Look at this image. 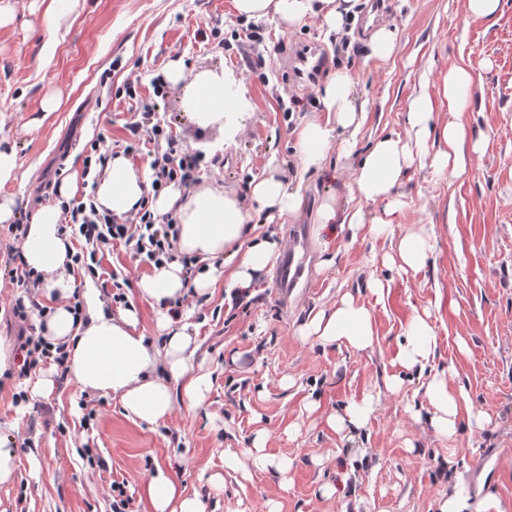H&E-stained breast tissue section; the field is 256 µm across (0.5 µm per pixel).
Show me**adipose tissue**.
Here are the masks:
<instances>
[{
	"instance_id": "adipose-tissue-1",
	"label": "adipose tissue",
	"mask_w": 512,
	"mask_h": 512,
	"mask_svg": "<svg viewBox=\"0 0 512 512\" xmlns=\"http://www.w3.org/2000/svg\"><path fill=\"white\" fill-rule=\"evenodd\" d=\"M234 6L246 18L272 13L290 26L318 14L328 29L336 30L342 20L335 0H234ZM352 94L351 76L345 71L336 72L320 91L323 116L296 126L294 150L304 169L324 170L333 143L351 150V142L336 140L335 131L357 124ZM242 97L243 89L234 77L200 74L186 85L185 105L199 124L218 121L232 126L236 123V105ZM408 121L415 131L414 142L384 136L362 160L356 185L364 200L391 199L393 188L412 166L415 152L425 151L433 137L438 140L434 167L464 172L463 124L436 126L432 103L424 96L413 101ZM151 174L150 167L136 169L125 156H113L96 186L98 206L118 217L137 210L150 189ZM251 201L273 217L295 216L303 207L301 191L291 189L273 174L254 180L247 202L220 187L202 184L186 188L174 183L153 200L155 212L174 217L180 252L207 263L206 269L192 277L181 264L171 262L155 267L139 282V296L160 312L156 331L163 344L159 347L137 334L135 310L128 309L116 316L105 312L94 289H87L80 311L71 309L68 300L73 290L69 271L72 245L60 229V207L45 204L37 210L21 242V256L27 268L41 276L38 292L48 303L40 319L43 335L51 341L66 343L68 372L81 390L115 399L127 416L149 424L171 417L176 396L195 405L203 401L209 379L194 367L196 338L192 326L182 317L169 315L168 310L188 291L206 294L219 276V259L234 260L235 271L229 281L233 287L248 286L257 273L272 263L278 251L277 242L250 239L247 204ZM302 334L326 343L339 341L354 349H364L374 339L372 314L365 305L346 298L331 310L318 313ZM434 346L435 332L430 322L421 315L412 316L404 329L402 362L410 367L424 365ZM426 393L436 429L445 435L454 434L464 395L450 391L447 378L439 374L430 379ZM140 492L150 512H205L203 500L186 495L161 468L142 485Z\"/></svg>"
}]
</instances>
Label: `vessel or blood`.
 Here are the masks:
<instances>
[{
	"mask_svg": "<svg viewBox=\"0 0 512 512\" xmlns=\"http://www.w3.org/2000/svg\"><path fill=\"white\" fill-rule=\"evenodd\" d=\"M289 60L297 80L314 81L318 73L329 65L328 55L318 47L297 49ZM288 245L274 273V286L281 304L288 305L304 296L311 286L309 275L311 253L304 225L292 224L286 229Z\"/></svg>",
	"mask_w": 512,
	"mask_h": 512,
	"instance_id": "obj_1",
	"label": "vessel or blood"
}]
</instances>
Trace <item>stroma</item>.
Wrapping results in <instances>:
<instances>
[{"instance_id":"35a3bbf8","label":"stroma","mask_w":512,"mask_h":512,"mask_svg":"<svg viewBox=\"0 0 512 512\" xmlns=\"http://www.w3.org/2000/svg\"><path fill=\"white\" fill-rule=\"evenodd\" d=\"M0 1L14 14L0 27V144L17 157L0 197L16 199L20 223L83 175L99 138L134 167L150 163L148 147L126 151L129 128L145 132L160 122L207 184L244 200L252 180L272 172L300 184L298 221L312 250V286L291 310L280 306L270 268L249 287L227 289L222 277L207 295L191 292L177 303L196 330L195 361L211 386L201 405L177 401L167 421L131 420L117 401L82 392L50 362L1 374L0 437L15 448L16 468L0 484V512H111L116 482L132 512H146L139 489L160 466L188 495H200L206 512H438V501L455 495L467 499L466 512H480L490 494L501 512H512V0H500L488 22L469 16L466 0H390L382 23L395 31L396 51L385 61L369 56L374 27L362 17L370 0H343L339 36L326 35L317 16L294 27L273 14L245 19L233 0H75L52 20L44 0ZM305 41L328 52L325 77L351 75L361 109L352 153L333 149L320 173L302 172L292 137L299 121L320 114L317 89L294 84L276 57ZM174 62L188 80L223 72L241 81L247 108L235 129L197 126L183 85L154 97L155 79ZM454 65L474 81L462 122L480 149L468 152L461 174L416 160L395 189L401 207L385 213L359 196V161L378 136H407L418 95L429 96L437 124L452 121L442 84ZM131 81L140 91L133 100L125 92ZM49 98L58 103L51 112ZM149 98L155 108L146 116ZM329 195L362 209L365 227L314 224ZM382 218L391 234L371 235L368 224ZM420 229L432 254L421 270H402L391 261L393 246ZM97 258V275L73 269L74 294L90 283L110 301L112 280L124 281L126 301L112 303V312L135 307L138 332L156 340L157 310L137 294L151 265L120 244ZM24 294L0 281V340L17 360L21 328L40 332L37 316L23 325L14 312ZM347 294L372 312L371 347L300 336L316 312ZM415 314L428 315L437 338L428 372L463 390L473 410L487 414L483 426L464 414L454 436L433 426L424 380L399 357ZM44 373L55 380L47 396L33 391ZM367 396L374 405L363 427L327 425V415ZM309 401L317 412H304ZM260 431L270 458L289 459L287 476L272 468L226 473L225 454L248 462ZM327 486L333 495H324Z\"/></svg>"}]
</instances>
